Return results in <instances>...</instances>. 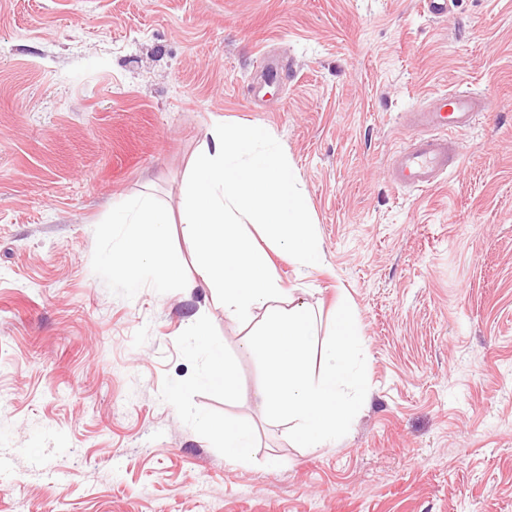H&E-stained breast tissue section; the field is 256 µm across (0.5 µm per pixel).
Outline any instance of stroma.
Here are the masks:
<instances>
[{
  "instance_id": "obj_1",
  "label": "stroma",
  "mask_w": 512,
  "mask_h": 512,
  "mask_svg": "<svg viewBox=\"0 0 512 512\" xmlns=\"http://www.w3.org/2000/svg\"><path fill=\"white\" fill-rule=\"evenodd\" d=\"M283 81L255 92L262 58ZM492 100L426 191L387 169L429 92ZM271 131L320 267L271 254L316 317L356 313L369 390L349 432L294 446L206 288L133 299L91 268L111 207L179 216L214 122ZM205 320L239 380L195 385ZM248 427L226 458L204 422ZM0 512H512V0H0Z\"/></svg>"
}]
</instances>
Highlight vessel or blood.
<instances>
[{
	"mask_svg": "<svg viewBox=\"0 0 512 512\" xmlns=\"http://www.w3.org/2000/svg\"><path fill=\"white\" fill-rule=\"evenodd\" d=\"M488 106L486 96L467 89L429 95L413 112L411 135L395 156V186L403 190L436 186L460 159L461 149L451 141V134L473 128Z\"/></svg>",
	"mask_w": 512,
	"mask_h": 512,
	"instance_id": "obj_1",
	"label": "vessel or blood"
}]
</instances>
